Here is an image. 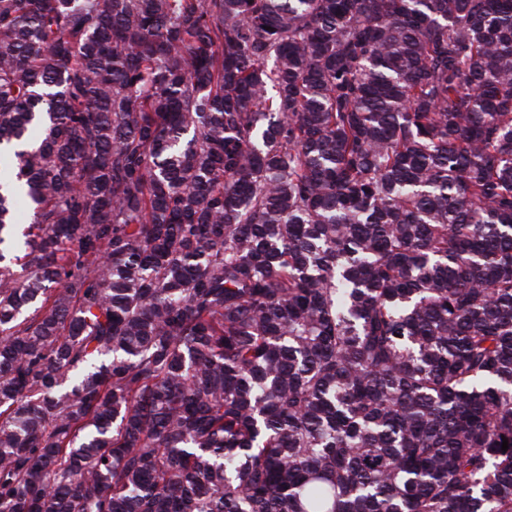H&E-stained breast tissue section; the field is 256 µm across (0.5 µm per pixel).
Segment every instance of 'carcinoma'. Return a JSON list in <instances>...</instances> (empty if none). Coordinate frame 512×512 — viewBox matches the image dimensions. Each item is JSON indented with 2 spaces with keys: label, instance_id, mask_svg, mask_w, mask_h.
<instances>
[{
  "label": "carcinoma",
  "instance_id": "1",
  "mask_svg": "<svg viewBox=\"0 0 512 512\" xmlns=\"http://www.w3.org/2000/svg\"><path fill=\"white\" fill-rule=\"evenodd\" d=\"M0 512H512V0H0Z\"/></svg>",
  "mask_w": 512,
  "mask_h": 512
}]
</instances>
